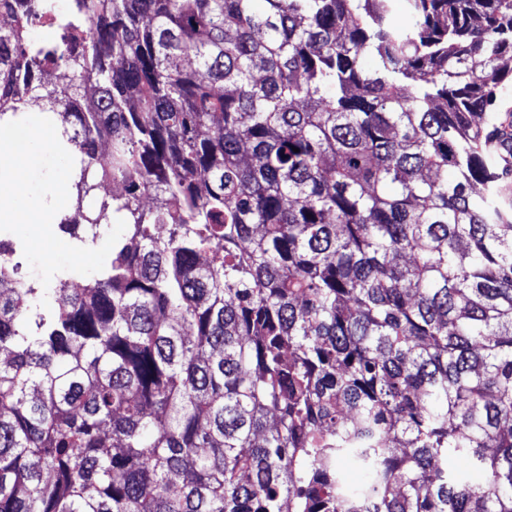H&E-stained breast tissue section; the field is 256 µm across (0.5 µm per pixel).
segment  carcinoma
Instances as JSON below:
<instances>
[{
    "instance_id": "obj_1",
    "label": "carcinoma",
    "mask_w": 512,
    "mask_h": 512,
    "mask_svg": "<svg viewBox=\"0 0 512 512\" xmlns=\"http://www.w3.org/2000/svg\"><path fill=\"white\" fill-rule=\"evenodd\" d=\"M70 2L0 121L128 235L0 293V512H512V0Z\"/></svg>"
}]
</instances>
